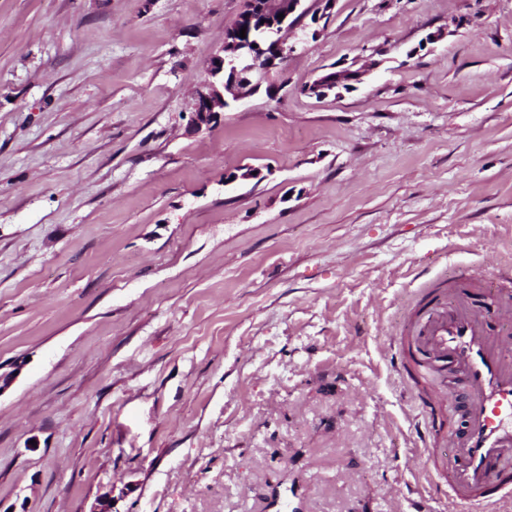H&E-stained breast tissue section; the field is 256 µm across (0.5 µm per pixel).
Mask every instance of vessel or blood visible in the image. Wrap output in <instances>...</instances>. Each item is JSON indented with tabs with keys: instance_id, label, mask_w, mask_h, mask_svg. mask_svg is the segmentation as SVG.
I'll use <instances>...</instances> for the list:
<instances>
[{
	"instance_id": "obj_1",
	"label": "vessel or blood",
	"mask_w": 512,
	"mask_h": 512,
	"mask_svg": "<svg viewBox=\"0 0 512 512\" xmlns=\"http://www.w3.org/2000/svg\"><path fill=\"white\" fill-rule=\"evenodd\" d=\"M499 330L462 277L425 288L400 338L401 369L423 379L464 419L449 431L448 512H501L512 502V289L493 288Z\"/></svg>"
}]
</instances>
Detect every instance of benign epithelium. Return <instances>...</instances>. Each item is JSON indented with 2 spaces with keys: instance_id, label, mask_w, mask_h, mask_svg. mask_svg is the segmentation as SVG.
Returning <instances> with one entry per match:
<instances>
[{
  "instance_id": "obj_1",
  "label": "benign epithelium",
  "mask_w": 512,
  "mask_h": 512,
  "mask_svg": "<svg viewBox=\"0 0 512 512\" xmlns=\"http://www.w3.org/2000/svg\"><path fill=\"white\" fill-rule=\"evenodd\" d=\"M303 0H244V9L224 31V42L208 62L211 80L196 91L193 123L208 127L216 122L228 106L224 92L239 98L242 91H251L268 79L272 70L293 51L286 43L284 33L293 27L292 16L301 9ZM283 18H278V15ZM266 31L275 35L277 48L270 55L264 42L254 39L248 43L239 40L242 28Z\"/></svg>"
}]
</instances>
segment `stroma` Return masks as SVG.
Instances as JSON below:
<instances>
[{
    "label": "stroma",
    "instance_id": "stroma-1",
    "mask_svg": "<svg viewBox=\"0 0 512 512\" xmlns=\"http://www.w3.org/2000/svg\"><path fill=\"white\" fill-rule=\"evenodd\" d=\"M242 5L0 0V512H448L390 342L512 264V0H335L196 128Z\"/></svg>",
    "mask_w": 512,
    "mask_h": 512
}]
</instances>
